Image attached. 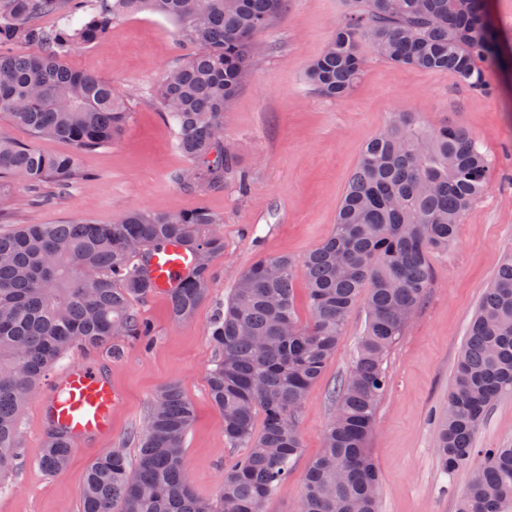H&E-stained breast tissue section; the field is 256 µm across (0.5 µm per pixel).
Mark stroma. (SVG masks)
Returning <instances> with one entry per match:
<instances>
[{"mask_svg": "<svg viewBox=\"0 0 512 512\" xmlns=\"http://www.w3.org/2000/svg\"><path fill=\"white\" fill-rule=\"evenodd\" d=\"M356 8L355 0H286L282 13L254 36L259 54L253 78L237 91L224 117L232 168L218 188H190L175 180L192 162L179 151L176 129L154 94L185 50L178 24L158 14L117 19L105 39L68 59L123 94L130 120L112 145L79 152L63 140L35 142L0 117V133L34 142L49 155L75 154L79 170L64 189L46 188L47 199L40 203L26 185H16L0 217V233L20 224L84 218L109 224L131 209L204 206L224 218V253L213 263L208 295L191 320H173L167 294L155 291L133 302L151 326L150 340L121 337L111 351L74 348L58 362L61 370L75 363L99 369L120 400L112 409L111 430L75 447L69 467L54 476L38 465L48 431L38 406L50 392L49 381H42L19 416L14 467L0 478V512H78L87 465L112 448L135 458L152 397L170 383L179 384L196 409L185 450L191 487L200 499L215 497L224 463L238 450L225 440L223 417L208 392L207 372L218 358L210 337L213 319L258 257L299 259L331 235L363 145L399 109L414 112L431 128L464 129L492 161L490 188L465 215L455 242L431 256L426 293L384 360L387 385L369 439L380 477L379 512H456L474 468L442 470L436 428L468 325L500 263L512 255V70L487 68L499 91L486 96L460 86L450 73L394 66L367 47L364 72L352 92L325 98L306 82L305 69ZM364 321L363 308H355L342 342L308 392L299 414L301 452L263 512H296L306 467L322 450L336 412V388L353 368ZM476 444L512 445V390L493 403Z\"/></svg>", "mask_w": 512, "mask_h": 512, "instance_id": "1", "label": "stroma"}]
</instances>
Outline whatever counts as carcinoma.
I'll return each mask as SVG.
<instances>
[{
  "label": "carcinoma",
  "instance_id": "obj_1",
  "mask_svg": "<svg viewBox=\"0 0 512 512\" xmlns=\"http://www.w3.org/2000/svg\"><path fill=\"white\" fill-rule=\"evenodd\" d=\"M285 0H0V114L36 140L80 150L112 144L129 120L112 82L69 66L77 49L102 39L112 22L151 11L178 23L194 46L165 73L159 109L177 129L179 150L197 166L176 177L186 186L224 183V112L255 66L253 36ZM76 26L46 28L45 16ZM486 0H364L306 71L330 98L348 95L364 65L362 43L397 66L446 71L469 90L491 94L483 64L506 66L504 43L485 23ZM14 43L40 52L7 51ZM78 174L76 156L47 155L0 134V211L15 184L64 185ZM490 163L466 131L430 130L411 112L390 114L364 146L340 202L333 233L297 261L263 257L238 278L214 318L220 353L208 371L224 437L246 452L224 464L215 499H198L185 465L196 417L177 384L153 396L135 466L122 448L90 462L80 512H262L302 448L298 413L363 302L366 322L355 365L336 390V413L323 450L306 470L297 512H377L379 476L368 448L384 360L429 287L430 254L446 249L473 203L489 188ZM224 218L200 206L187 212L133 209L113 224H25L0 233V477L13 467L19 415L71 348L112 346L146 337L134 299L153 291L143 274L150 250L177 241L196 266L168 292L174 320L192 318L204 301L212 262L224 253ZM303 279L311 319L295 309ZM512 389V257L498 269L470 322L457 359L438 451L451 473L480 456L457 512H512V447H475L494 401ZM261 429H256L257 417ZM74 448L50 430L41 469L64 472Z\"/></svg>",
  "mask_w": 512,
  "mask_h": 512
}]
</instances>
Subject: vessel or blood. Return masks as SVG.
Returning <instances> with one entry per match:
<instances>
[{"instance_id":"vessel-or-blood-1","label":"vessel or blood","mask_w":512,"mask_h":512,"mask_svg":"<svg viewBox=\"0 0 512 512\" xmlns=\"http://www.w3.org/2000/svg\"><path fill=\"white\" fill-rule=\"evenodd\" d=\"M194 260L193 251L186 246H164L152 251L147 277L155 290L169 291L190 270ZM115 402L111 380L78 364L59 377L42 408L68 436L87 439L109 431Z\"/></svg>"}]
</instances>
